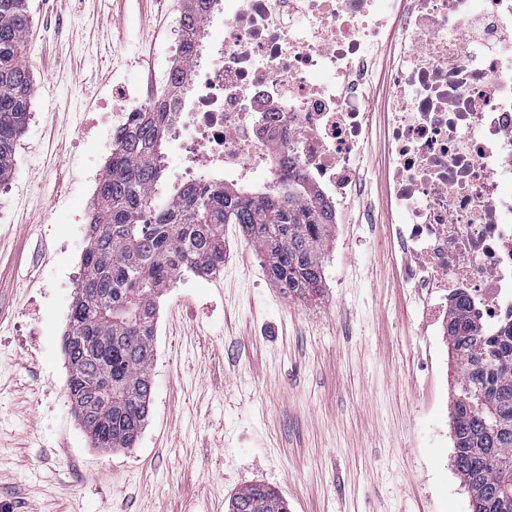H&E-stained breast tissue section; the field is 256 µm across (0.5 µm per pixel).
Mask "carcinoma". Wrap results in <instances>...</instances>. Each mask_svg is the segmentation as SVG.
I'll use <instances>...</instances> for the list:
<instances>
[{
	"mask_svg": "<svg viewBox=\"0 0 512 512\" xmlns=\"http://www.w3.org/2000/svg\"><path fill=\"white\" fill-rule=\"evenodd\" d=\"M217 0H188L186 44L199 38ZM27 0H0V183L13 170L34 76L25 55ZM171 113L142 112L112 145L89 223L79 285L63 348L66 397L93 447L132 448L150 412L158 300L187 272L214 275L224 266V225L237 224L264 255L282 293L322 294V251L334 224L304 179L283 176L262 188L198 181L165 189ZM448 348L456 385L471 396L453 402L454 465L475 512H512V322L481 333L466 304L448 307ZM229 512H288L279 490L254 483Z\"/></svg>",
	"mask_w": 512,
	"mask_h": 512,
	"instance_id": "cac0c4a2",
	"label": "carcinoma"
}]
</instances>
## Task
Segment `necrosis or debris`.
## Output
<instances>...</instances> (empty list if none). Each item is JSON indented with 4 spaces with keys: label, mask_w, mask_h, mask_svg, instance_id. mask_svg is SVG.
<instances>
[{
    "label": "necrosis or debris",
    "mask_w": 512,
    "mask_h": 512,
    "mask_svg": "<svg viewBox=\"0 0 512 512\" xmlns=\"http://www.w3.org/2000/svg\"><path fill=\"white\" fill-rule=\"evenodd\" d=\"M391 12L389 235L405 282L432 299L427 332L446 335L461 299L493 335L512 314V0H224L218 32L190 58L166 54L147 96L113 112L103 138L166 100L182 181L201 165L228 183L296 165L346 223L376 121L371 50ZM184 59L176 94L169 76Z\"/></svg>",
    "instance_id": "4bbe7bcc"
}]
</instances>
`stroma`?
<instances>
[{"instance_id": "stroma-1", "label": "stroma", "mask_w": 512, "mask_h": 512, "mask_svg": "<svg viewBox=\"0 0 512 512\" xmlns=\"http://www.w3.org/2000/svg\"><path fill=\"white\" fill-rule=\"evenodd\" d=\"M186 0H29L35 93L0 184V512H227L261 482L289 512H473L454 467L456 367L421 323L389 240L384 148L336 225L321 296L285 297L238 225L224 267L160 298L152 399L135 447L90 445L68 406L62 338L82 276L86 169L111 155L103 96L146 93Z\"/></svg>"}]
</instances>
